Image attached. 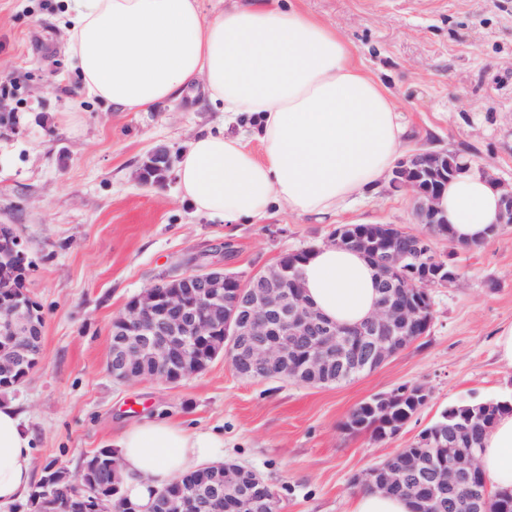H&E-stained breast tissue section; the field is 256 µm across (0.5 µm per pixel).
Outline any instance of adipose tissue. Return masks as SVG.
I'll list each match as a JSON object with an SVG mask.
<instances>
[{"mask_svg": "<svg viewBox=\"0 0 512 512\" xmlns=\"http://www.w3.org/2000/svg\"><path fill=\"white\" fill-rule=\"evenodd\" d=\"M66 16V53L88 96L119 112H151L198 84L226 126L244 123L239 135L203 131L184 151L177 177L196 214L230 224L256 223L277 207L333 217L410 149L387 87L294 0H224L210 18L200 0H67ZM436 206L460 246L486 242L500 225L501 191L474 167L448 181ZM302 279L308 301L335 323L356 324L375 309L376 271L357 251L317 247ZM113 445L125 497L150 512L158 490L216 462L224 438L144 420ZM480 464L492 489L512 491V414L490 428ZM33 479L24 417L0 403V507L24 499Z\"/></svg>", "mask_w": 512, "mask_h": 512, "instance_id": "1", "label": "adipose tissue"}]
</instances>
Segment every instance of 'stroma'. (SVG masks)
Masks as SVG:
<instances>
[{
    "label": "stroma",
    "instance_id": "1",
    "mask_svg": "<svg viewBox=\"0 0 512 512\" xmlns=\"http://www.w3.org/2000/svg\"><path fill=\"white\" fill-rule=\"evenodd\" d=\"M347 39L365 70L396 98L412 148L464 153L512 182V0H299ZM64 0H0V224L14 225L35 268L30 294L45 316L42 359L0 402L25 416L33 465L78 471L85 455L126 427L167 418L224 436V457L251 469L279 512H350L364 477L406 447L448 407L512 396V368L495 354L512 323V224L482 245L436 238L461 274L431 291L429 330L376 371L307 386L239 377L225 358L177 386L119 382L106 369L112 321L160 275L188 270L200 253L247 277L287 253L325 244L336 225L396 224L425 235L414 193L382 183L368 198L317 221L279 213L256 224L198 216L175 172L142 182L147 155L172 162L192 137L224 124L202 96L152 112H116L87 97L65 53ZM232 255H225V244ZM403 384L427 404L394 437L375 440L344 424L369 397Z\"/></svg>",
    "mask_w": 512,
    "mask_h": 512
}]
</instances>
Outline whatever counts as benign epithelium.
<instances>
[{
	"label": "benign epithelium",
	"instance_id": "obj_1",
	"mask_svg": "<svg viewBox=\"0 0 512 512\" xmlns=\"http://www.w3.org/2000/svg\"><path fill=\"white\" fill-rule=\"evenodd\" d=\"M450 150L422 148L398 161L391 170L395 188H410L416 194L415 214L420 224H443L436 207L437 187L448 169ZM171 168L169 151L156 148L144 161L142 174H166ZM501 194V223L512 224V186ZM331 243L354 248L371 260L382 273L384 295L376 312L354 326L328 321L303 299L296 266L304 263L300 252L288 254L276 264L254 273L247 281L208 260L203 253L194 259L189 273L168 274L152 283L125 304L112 321L114 342L107 360L109 373L118 381H130L136 362L146 359L153 378L178 385L194 375L188 367L193 344L218 337L209 350L215 359L226 350L241 352L243 370L251 379H267L275 369L296 361L304 371L321 374L340 359L355 362L356 370L372 372L403 349L416 326L426 331L433 315L420 323L417 311L402 296L412 290L431 300L432 288H450L460 273L443 278L419 275L410 264L413 240L394 242V234L365 237L353 243L346 227L337 228ZM31 259L27 246L10 224H0V280L12 287L19 274L29 277ZM37 301L25 288L0 298V341L8 351L0 353V378L10 377L27 361L32 336L43 333L35 321ZM471 431L467 423L448 426L447 440L439 432L418 437L423 452L390 469L372 467L363 484L382 492L403 485L410 472L429 474L430 488L448 495L449 512H502L512 493H491L479 456L462 452L459 437ZM207 480L177 493L163 489L154 504L156 512H224L229 505L237 512H269L275 497L263 500L247 494L239 480V467L232 462L204 467ZM75 512H107L106 501L78 478L72 479ZM33 512L54 507L48 483L34 490Z\"/></svg>",
	"mask_w": 512,
	"mask_h": 512
}]
</instances>
